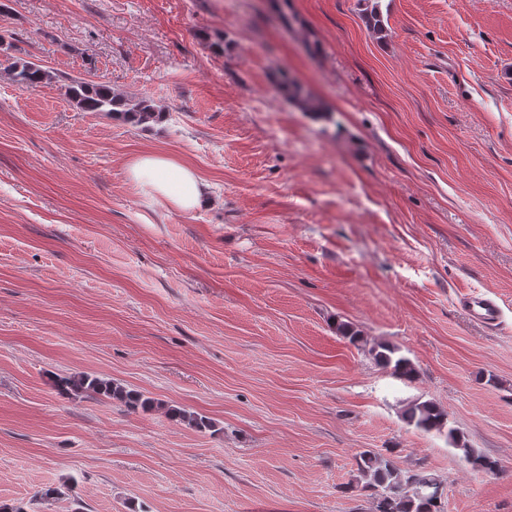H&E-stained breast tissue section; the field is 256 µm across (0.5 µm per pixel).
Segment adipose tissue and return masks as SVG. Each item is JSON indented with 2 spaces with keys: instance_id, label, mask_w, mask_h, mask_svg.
Listing matches in <instances>:
<instances>
[{
  "instance_id": "ef3b65f1",
  "label": "adipose tissue",
  "mask_w": 512,
  "mask_h": 512,
  "mask_svg": "<svg viewBox=\"0 0 512 512\" xmlns=\"http://www.w3.org/2000/svg\"><path fill=\"white\" fill-rule=\"evenodd\" d=\"M126 173L146 196L169 210L189 213L207 203V186L196 171L168 156H140L128 166Z\"/></svg>"
}]
</instances>
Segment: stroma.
<instances>
[{
    "instance_id": "1",
    "label": "stroma",
    "mask_w": 512,
    "mask_h": 512,
    "mask_svg": "<svg viewBox=\"0 0 512 512\" xmlns=\"http://www.w3.org/2000/svg\"><path fill=\"white\" fill-rule=\"evenodd\" d=\"M290 2L292 30L270 0H0V502L373 512L341 488L358 452L390 448L441 481L442 512H512V0H380L383 40L362 0ZM18 58L165 118L20 88ZM283 72L329 119L288 102ZM149 153L191 165L210 205L143 196L125 170ZM377 342L415 378L376 363ZM80 374L162 406L50 385ZM416 400L501 473L408 426ZM464 304L479 322L493 324L498 318L497 306L486 298L471 295L464 299ZM368 352L377 363L390 369L393 375L407 380L415 376L414 365L408 358L397 355L398 348L385 343H377L372 345Z\"/></svg>"
}]
</instances>
